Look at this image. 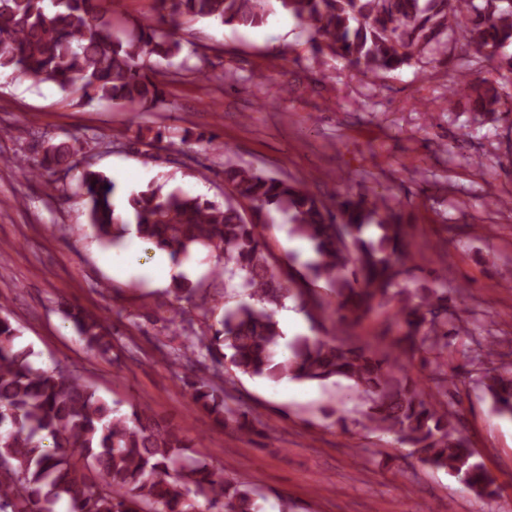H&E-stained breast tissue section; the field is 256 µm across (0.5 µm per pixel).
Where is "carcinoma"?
Here are the masks:
<instances>
[{"instance_id": "cac0c4a2", "label": "carcinoma", "mask_w": 512, "mask_h": 512, "mask_svg": "<svg viewBox=\"0 0 512 512\" xmlns=\"http://www.w3.org/2000/svg\"><path fill=\"white\" fill-rule=\"evenodd\" d=\"M267 0H158V23L130 31L116 21L112 0H0V70L21 78L75 89L88 101L107 102L138 115L166 106L169 74L145 64L155 55L180 56L176 36L182 20L213 24H263ZM308 33L317 54L343 59L356 73L379 78L412 65L448 70L450 81L482 66L512 45V0H277ZM482 117L512 116V56L489 75L467 81L464 93ZM84 143L52 144L37 161L24 164L37 176L69 171ZM224 183L232 196L219 204L200 196L149 184L123 203L132 221L117 213L115 184L86 168L77 191L89 227L110 246L130 234L177 262L206 250L216 275L236 300L207 328L197 330L185 310L173 311L186 341L172 363L194 368L210 358L213 372L183 379L195 406L216 424L238 433L255 430L252 411L227 403L223 371L278 382L351 383L365 406L363 426L387 435L409 455L443 470L479 496L497 493L496 480L463 440L448 408V285L437 278L418 297L405 287L413 261L406 226L381 202L375 188L361 185L328 201L303 183L285 180L230 161ZM271 209L284 216L294 235L311 244L308 272L282 280L264 251L259 224L246 218ZM321 282L326 294L308 284ZM177 302L193 300L196 286L173 282ZM294 299L312 328L331 324L330 336L285 340L277 310ZM396 304L397 334L380 341L347 336L377 311ZM67 316L85 346L106 356L110 327L81 308ZM495 337L476 357L477 373L492 408L512 416V370L493 366ZM32 351L0 306V512H262L251 482H228L193 457L195 444L149 406L130 412L98 394L65 366L36 369ZM420 361L431 368L435 391L409 374ZM95 470L97 479L89 478Z\"/></svg>"}]
</instances>
